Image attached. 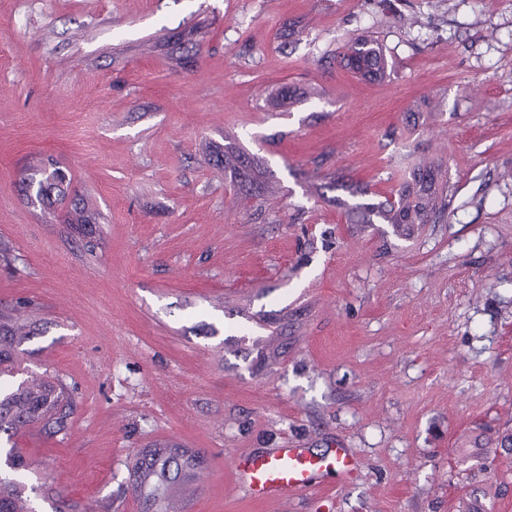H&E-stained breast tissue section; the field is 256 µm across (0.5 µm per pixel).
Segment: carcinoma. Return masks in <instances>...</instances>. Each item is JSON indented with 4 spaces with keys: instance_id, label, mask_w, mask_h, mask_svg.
<instances>
[{
    "instance_id": "1",
    "label": "carcinoma",
    "mask_w": 512,
    "mask_h": 512,
    "mask_svg": "<svg viewBox=\"0 0 512 512\" xmlns=\"http://www.w3.org/2000/svg\"><path fill=\"white\" fill-rule=\"evenodd\" d=\"M344 67L365 80L388 76L389 61L383 45L362 35L346 45ZM440 166H419L397 192L398 205L389 200L373 202L366 187L347 185L343 191L353 198L349 210L362 224H428L437 220L450 204L440 191ZM69 170L52 158L29 165L21 177L28 204L45 213L55 206L65 209L71 232L86 238L99 235V216L76 194ZM45 333V322L31 301L18 299L0 303V436L12 439L19 432L37 428L47 434L65 431L76 403L63 382L47 373H33L21 381L16 372L26 362L25 345ZM127 482L118 497L130 495L138 512H184V502L202 483L208 459L200 448H191L177 438L156 439L137 449L125 464ZM29 463L13 448L0 464V512H35L31 495L38 492L55 502V512H89L78 502L62 504L58 491L44 484H28Z\"/></svg>"
}]
</instances>
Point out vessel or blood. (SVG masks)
<instances>
[{"label":"vessel or blood","mask_w":512,"mask_h":512,"mask_svg":"<svg viewBox=\"0 0 512 512\" xmlns=\"http://www.w3.org/2000/svg\"><path fill=\"white\" fill-rule=\"evenodd\" d=\"M239 487L258 501H281L297 493L323 488V470L351 472L356 460L348 449H330L319 458L304 448H277L257 456H237L231 461Z\"/></svg>","instance_id":"vessel-or-blood-1"}]
</instances>
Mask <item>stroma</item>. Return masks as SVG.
<instances>
[{
  "label": "stroma",
  "mask_w": 512,
  "mask_h": 512,
  "mask_svg": "<svg viewBox=\"0 0 512 512\" xmlns=\"http://www.w3.org/2000/svg\"><path fill=\"white\" fill-rule=\"evenodd\" d=\"M377 36L395 73L340 54ZM69 168L93 250L33 209V157ZM441 165L443 224H361L341 186ZM0 302L48 324L26 366L66 432L13 438L32 477L111 503L124 461L204 449L187 512H457L497 483L457 450L512 430V0H0ZM348 448L328 497L253 502L230 458Z\"/></svg>",
  "instance_id": "obj_1"
}]
</instances>
